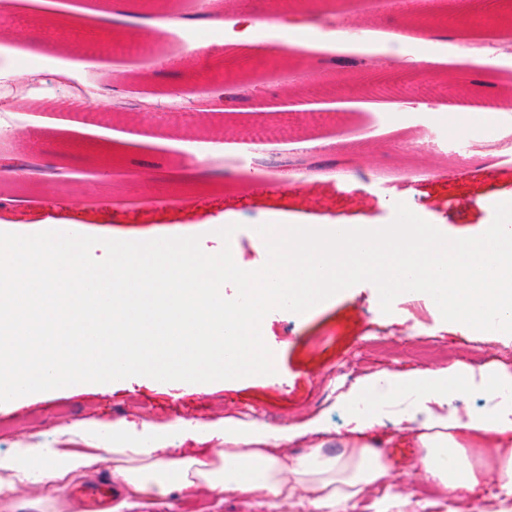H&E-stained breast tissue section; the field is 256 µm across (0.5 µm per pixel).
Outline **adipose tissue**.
<instances>
[{
    "mask_svg": "<svg viewBox=\"0 0 512 512\" xmlns=\"http://www.w3.org/2000/svg\"><path fill=\"white\" fill-rule=\"evenodd\" d=\"M507 376L486 377L481 389L488 402L480 412H460L454 401L472 389L469 374L443 368L415 371L399 379L384 378L367 389L375 402L399 405L415 396L419 408L403 413L398 423L417 446L415 468L449 500L472 507L496 479L512 495V400L503 396ZM371 418L358 416L341 438V451L313 445L299 456L282 450V437L255 424L225 422L215 433L224 445L208 460L166 457V441L150 444L128 438L121 424L105 428L98 452L64 448H18L0 457V512H12L17 493L32 485H52L86 477L104 461L126 495L163 500L173 492L187 495L204 489L217 497L285 502L306 497L313 512L357 500L390 477V464L375 451Z\"/></svg>",
    "mask_w": 512,
    "mask_h": 512,
    "instance_id": "obj_1",
    "label": "adipose tissue"
}]
</instances>
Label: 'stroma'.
<instances>
[{
  "mask_svg": "<svg viewBox=\"0 0 512 512\" xmlns=\"http://www.w3.org/2000/svg\"><path fill=\"white\" fill-rule=\"evenodd\" d=\"M452 0H427L425 17L404 0H11L13 22L0 31V78L28 70L34 88L25 134L0 129V155L22 154L43 173L60 168L66 185L47 187L0 170V230L31 235L59 230L145 241L200 236L230 247L257 270L268 254L255 226L285 217L296 224L391 223L403 203L451 238L483 234L494 207L512 202V168L477 141L512 125V113H487L468 141L443 145L437 126L466 123L465 103L512 95V58L484 67L479 47H512V26L451 27L430 35L431 18ZM300 7L306 19L336 10L361 39L319 50L292 47L279 69L261 55L233 54L224 24L264 19ZM205 16L191 30L158 19ZM426 59L406 68L387 43ZM343 72L347 94H307L299 75ZM50 100L54 109L37 104ZM150 102L152 117L142 104ZM190 113L184 132L162 123L171 102ZM236 230L230 240L218 231ZM265 343L274 373L169 389L148 379L65 386L0 404V456L39 443L88 449L96 436L62 435L75 421L135 422L164 428L187 418L207 426L234 419L271 429L306 424L345 432L352 397L381 371L466 369L474 378L512 374V346L500 330L466 331L443 320L423 292H404L383 313L377 287L361 282L302 314L268 312ZM415 450L392 458V478L336 512H454L414 470ZM112 512H311L297 497L278 506L175 494Z\"/></svg>",
  "mask_w": 512,
  "mask_h": 512,
  "instance_id": "obj_1",
  "label": "stroma"
}]
</instances>
